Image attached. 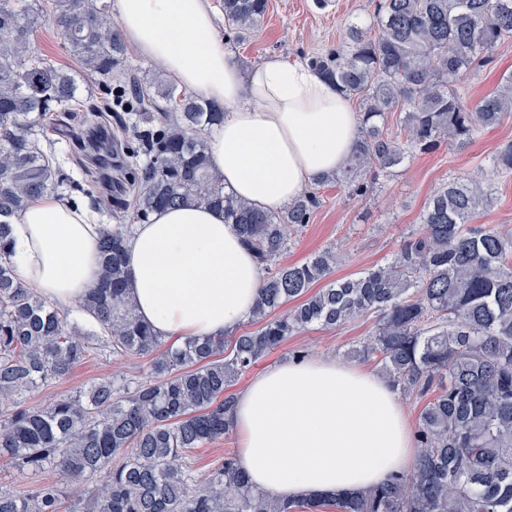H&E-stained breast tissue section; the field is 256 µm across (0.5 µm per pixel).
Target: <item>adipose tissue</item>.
<instances>
[{
  "mask_svg": "<svg viewBox=\"0 0 512 512\" xmlns=\"http://www.w3.org/2000/svg\"><path fill=\"white\" fill-rule=\"evenodd\" d=\"M120 28L181 87L224 110L209 140L226 190L275 212L340 169L358 137L351 100L300 62L267 57L243 70L216 38L209 0H119ZM18 279L60 308L96 285L100 227L54 193L9 226ZM126 288L140 320L182 343L236 332L263 271L216 207L161 208L125 242ZM232 457L278 500L328 499L386 483L417 454L398 392L380 375L329 357L283 358L235 396Z\"/></svg>",
  "mask_w": 512,
  "mask_h": 512,
  "instance_id": "ef3b65f1",
  "label": "adipose tissue"
}]
</instances>
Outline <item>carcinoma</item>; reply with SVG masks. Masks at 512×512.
<instances>
[{"instance_id": "obj_1", "label": "carcinoma", "mask_w": 512, "mask_h": 512, "mask_svg": "<svg viewBox=\"0 0 512 512\" xmlns=\"http://www.w3.org/2000/svg\"><path fill=\"white\" fill-rule=\"evenodd\" d=\"M268 0H222L242 39ZM111 0H0V458L59 479L18 493L0 488V512H512V234L472 220L491 203L487 173L512 172V141L486 173L448 179L420 227L390 262L327 279L340 261L324 250L301 264L280 257L309 223L327 182L363 195L408 151L464 145L512 120V72L474 102L459 88L512 41V0H375L373 22L352 23L344 46L310 58L312 70L356 100L358 139L342 168L277 213L224 192L203 131L224 112L177 90L169 76L125 74L128 59ZM52 22L79 70L37 64L33 32ZM107 91L79 99L80 80ZM85 109L73 147L115 156V195L86 193L87 207L115 221L103 229L96 287L61 311L25 286L4 249L8 226L39 193L66 196L70 180L50 119ZM398 114L405 140L389 133ZM224 208L266 272L251 320L259 327L161 348L125 288L124 236L161 207ZM299 298L286 312L280 308ZM373 315V333L350 350L422 402L410 471L351 496L279 501L255 490L231 456L206 474L186 458L232 433L230 388L288 337ZM150 356L151 379L102 377L86 391L43 405L24 392L68 376L94 350Z\"/></svg>"}]
</instances>
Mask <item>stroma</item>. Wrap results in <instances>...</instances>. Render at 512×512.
I'll return each mask as SVG.
<instances>
[{"label":"stroma","mask_w":512,"mask_h":512,"mask_svg":"<svg viewBox=\"0 0 512 512\" xmlns=\"http://www.w3.org/2000/svg\"><path fill=\"white\" fill-rule=\"evenodd\" d=\"M269 0L262 24L243 43L224 41L226 54L242 69L277 55L288 61L305 62L316 54H327L344 44L351 22L367 20L374 10L372 0ZM512 71V44L504 45L488 67L477 71L462 85L466 100L474 101L493 90L503 73ZM512 140V121L482 131L462 146L441 145L416 150L406 156L393 175L380 178L367 195L353 196L328 183L321 189L322 203L294 235L282 261L301 263L331 248L341 257L333 272L342 279L359 275L385 263L400 249L420 222L425 204L449 178L483 168L498 146ZM493 202L477 217L478 223L512 231V174L490 180ZM374 327L373 318H363L336 329L313 327L292 336L280 348L261 359L265 369L283 357L329 356L343 361ZM145 381L149 378L147 358L119 357L92 353L69 377L37 385L26 394L30 405L59 394L86 390L107 375Z\"/></svg>","instance_id":"stroma-1"}]
</instances>
